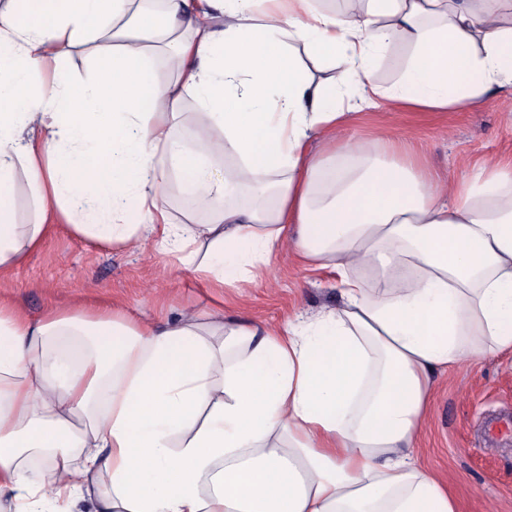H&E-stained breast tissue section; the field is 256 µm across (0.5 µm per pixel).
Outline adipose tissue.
Masks as SVG:
<instances>
[{"mask_svg":"<svg viewBox=\"0 0 512 512\" xmlns=\"http://www.w3.org/2000/svg\"><path fill=\"white\" fill-rule=\"evenodd\" d=\"M163 4L0 0V270L61 224L213 288L287 251L342 302L271 327L0 299V512H459L414 446L437 370L512 354V160L438 181L405 139L352 140L345 102L445 111L512 86V0ZM92 38L95 79L33 92ZM394 44L412 54L386 86ZM20 166L34 224L5 201ZM172 182L205 222L173 223ZM410 49L403 45H395L385 50L376 65V77L384 85L397 82L404 70Z\"/></svg>","mask_w":512,"mask_h":512,"instance_id":"ef3b65f1","label":"adipose tissue"}]
</instances>
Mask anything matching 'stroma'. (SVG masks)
Instances as JSON below:
<instances>
[{"label":"stroma","mask_w":512,"mask_h":512,"mask_svg":"<svg viewBox=\"0 0 512 512\" xmlns=\"http://www.w3.org/2000/svg\"><path fill=\"white\" fill-rule=\"evenodd\" d=\"M355 140L409 137L430 170L457 182L486 159L512 158V88L453 112H416L392 100L347 116ZM28 314L50 307L112 304L135 318L173 320L190 311L282 325L314 318L341 302L335 277L312 271L287 253L271 258L266 279L206 287L193 269L164 254L112 246L91 250L55 229L27 261L0 272V295ZM459 504V512H512V358H484L439 371L429 416L415 447Z\"/></svg>","instance_id":"stroma-1"}]
</instances>
